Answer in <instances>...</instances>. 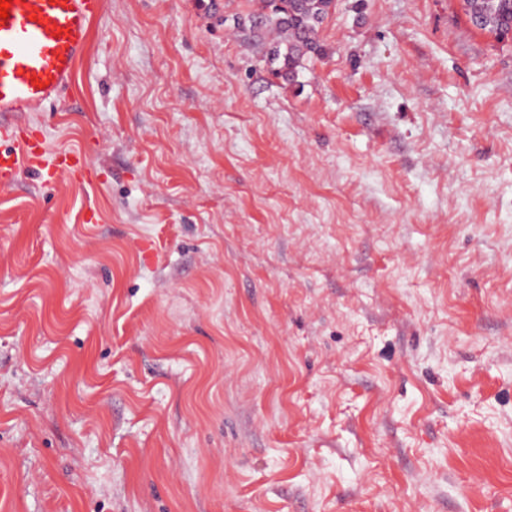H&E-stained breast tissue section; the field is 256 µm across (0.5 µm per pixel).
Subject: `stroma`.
Returning a JSON list of instances; mask_svg holds the SVG:
<instances>
[{
  "mask_svg": "<svg viewBox=\"0 0 512 512\" xmlns=\"http://www.w3.org/2000/svg\"><path fill=\"white\" fill-rule=\"evenodd\" d=\"M208 2L20 116L92 179L0 190V512H512V38L336 0L297 87Z\"/></svg>",
  "mask_w": 512,
  "mask_h": 512,
  "instance_id": "1",
  "label": "stroma"
}]
</instances>
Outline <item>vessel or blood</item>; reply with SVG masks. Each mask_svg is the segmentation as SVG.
<instances>
[{"instance_id": "obj_1", "label": "vessel or blood", "mask_w": 512, "mask_h": 512, "mask_svg": "<svg viewBox=\"0 0 512 512\" xmlns=\"http://www.w3.org/2000/svg\"><path fill=\"white\" fill-rule=\"evenodd\" d=\"M102 0H14L8 20L0 19V135L10 146L0 149V189L12 187L26 170L44 182L60 178L85 181L84 154L60 151L44 166L46 144L20 130L15 115L35 112L59 100L85 55L91 20Z\"/></svg>"}]
</instances>
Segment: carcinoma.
<instances>
[{
    "instance_id": "cac0c4a2",
    "label": "carcinoma",
    "mask_w": 512,
    "mask_h": 512,
    "mask_svg": "<svg viewBox=\"0 0 512 512\" xmlns=\"http://www.w3.org/2000/svg\"><path fill=\"white\" fill-rule=\"evenodd\" d=\"M256 12L234 18L248 35L271 75L296 85L308 63L323 54L319 31L332 13L333 0H260ZM464 14L494 20L512 18V0H462Z\"/></svg>"
}]
</instances>
